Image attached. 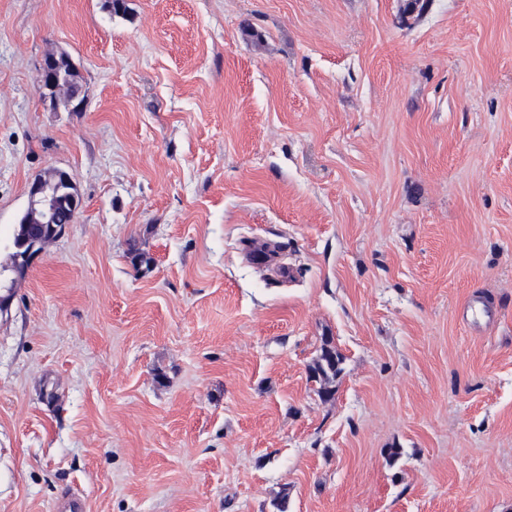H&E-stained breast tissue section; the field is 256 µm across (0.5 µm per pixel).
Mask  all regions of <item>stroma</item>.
I'll use <instances>...</instances> for the list:
<instances>
[{
	"mask_svg": "<svg viewBox=\"0 0 512 512\" xmlns=\"http://www.w3.org/2000/svg\"><path fill=\"white\" fill-rule=\"evenodd\" d=\"M409 3L0 0V229L82 200L0 314V512H512V0ZM55 59L56 56H49L41 62L43 72V81L40 87L41 100L45 105L50 106L54 110L59 109L60 105H62L69 112H74L81 105L77 104L71 107L73 99L70 98L69 86L57 77L54 70ZM74 180L72 175L64 169L54 168L47 175H38L29 182L27 189L28 206L27 211L37 219L38 224H51L53 226V214L58 204L67 198L76 205L78 196L73 192ZM77 215H74L69 204H61L55 214V224L64 225L61 230L54 227L52 236L42 244V248L28 258L29 265L25 268L27 272L32 262L39 257L44 248L59 239L65 232V224H74ZM343 355L336 349L330 338H325L320 348V355L310 367V378L319 383L318 394L323 400L334 397L335 390L329 386L331 380L341 373Z\"/></svg>",
	"mask_w": 512,
	"mask_h": 512,
	"instance_id": "stroma-1",
	"label": "stroma"
}]
</instances>
